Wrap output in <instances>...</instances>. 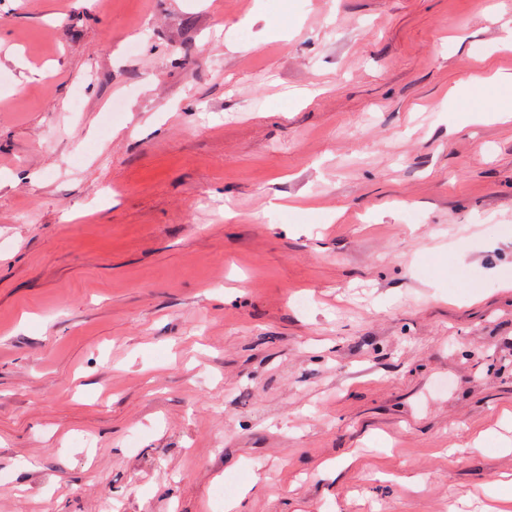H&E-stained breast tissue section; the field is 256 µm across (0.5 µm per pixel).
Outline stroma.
I'll use <instances>...</instances> for the list:
<instances>
[{"instance_id":"stroma-1","label":"stroma","mask_w":512,"mask_h":512,"mask_svg":"<svg viewBox=\"0 0 512 512\" xmlns=\"http://www.w3.org/2000/svg\"><path fill=\"white\" fill-rule=\"evenodd\" d=\"M510 31L0 0V512H512Z\"/></svg>"}]
</instances>
